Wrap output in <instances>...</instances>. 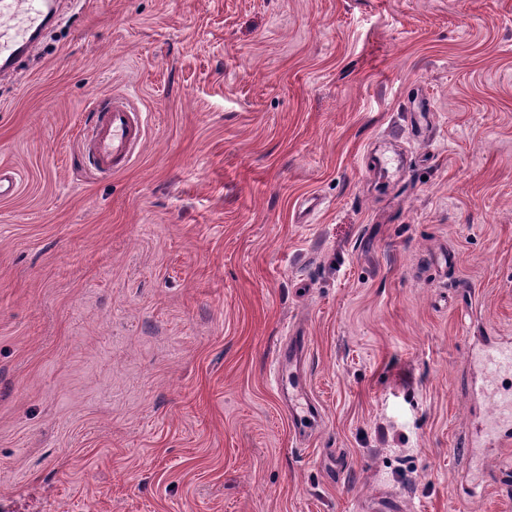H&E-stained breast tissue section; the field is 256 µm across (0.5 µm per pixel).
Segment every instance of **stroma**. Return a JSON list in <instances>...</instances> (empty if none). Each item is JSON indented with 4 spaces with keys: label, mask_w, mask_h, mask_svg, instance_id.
<instances>
[{
    "label": "stroma",
    "mask_w": 512,
    "mask_h": 512,
    "mask_svg": "<svg viewBox=\"0 0 512 512\" xmlns=\"http://www.w3.org/2000/svg\"><path fill=\"white\" fill-rule=\"evenodd\" d=\"M38 41L0 78V512H512V444L467 448L512 342V0H59ZM117 94L146 132L102 175ZM96 120L84 140L89 164L99 172L118 171L138 152L145 132V115L127 100L112 96L96 102ZM306 354V345L304 336H291L288 348H281L276 355V368L279 372L280 367L283 368L285 364L288 367L297 368ZM483 367L487 375L512 373V345L491 346L484 352Z\"/></svg>",
    "instance_id": "obj_1"
}]
</instances>
